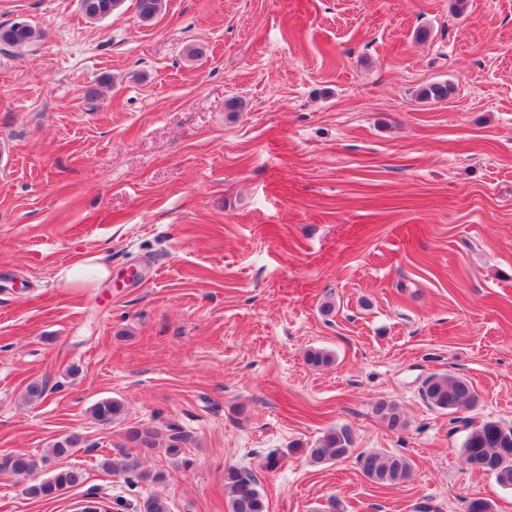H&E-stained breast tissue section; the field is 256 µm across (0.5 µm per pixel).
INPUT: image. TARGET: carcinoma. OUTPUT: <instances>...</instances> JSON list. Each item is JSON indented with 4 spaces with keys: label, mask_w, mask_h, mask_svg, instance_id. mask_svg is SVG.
<instances>
[{
    "label": "carcinoma",
    "mask_w": 512,
    "mask_h": 512,
    "mask_svg": "<svg viewBox=\"0 0 512 512\" xmlns=\"http://www.w3.org/2000/svg\"><path fill=\"white\" fill-rule=\"evenodd\" d=\"M84 16L90 21H101L112 15L123 0H82ZM136 13L140 21H153L165 8V0H135ZM42 33L26 21L0 25V45L23 49L33 46ZM452 93V86L446 82H434L420 91L425 100L444 101ZM47 392V384L34 380L24 392L28 403H36ZM426 403L435 409L456 413L472 408L477 400L472 383L462 377L447 373H435L428 377L421 390ZM122 411L121 403L103 400L92 408L93 416L100 422H109ZM376 412L392 429L402 426L401 413L394 403L380 402ZM469 428L463 442V454L467 465L493 476L498 485L512 488V427L498 422L484 421L477 425L468 422ZM131 447L143 455L157 448L159 434L145 426H133L126 432ZM85 444V437L78 432L68 434L52 448L56 457L68 455L73 449ZM350 445L349 437L340 431H329L314 446L306 449L309 461L314 465L326 464L346 455ZM45 463L25 452H16L0 457V472H9L25 479ZM364 475L379 485L394 486L408 480L412 475V464L400 454L370 452L359 458ZM83 470L75 467H61L47 480L25 487V493L34 498L52 499L61 492L82 484ZM224 488L229 498L228 512H266V503L260 491L255 474L245 468L230 467L224 471ZM141 512H170L167 499L152 495L143 501Z\"/></svg>",
    "instance_id": "1"
}]
</instances>
